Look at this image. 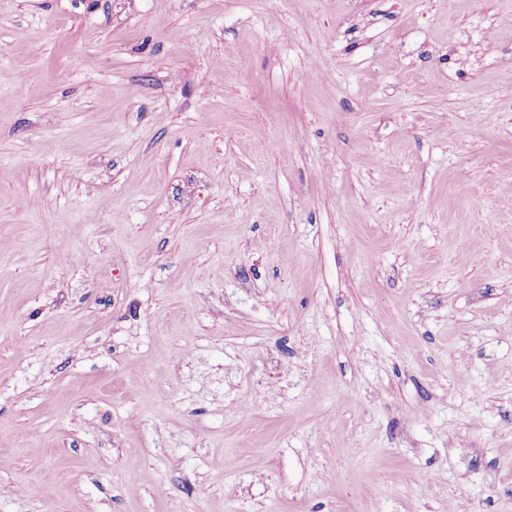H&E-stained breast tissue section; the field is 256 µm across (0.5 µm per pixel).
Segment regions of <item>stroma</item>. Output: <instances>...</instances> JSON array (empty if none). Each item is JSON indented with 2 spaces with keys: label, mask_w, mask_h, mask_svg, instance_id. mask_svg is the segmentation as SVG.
I'll return each mask as SVG.
<instances>
[{
  "label": "stroma",
  "mask_w": 512,
  "mask_h": 512,
  "mask_svg": "<svg viewBox=\"0 0 512 512\" xmlns=\"http://www.w3.org/2000/svg\"><path fill=\"white\" fill-rule=\"evenodd\" d=\"M510 67L512 0H0V512H512Z\"/></svg>",
  "instance_id": "35a3bbf8"
}]
</instances>
